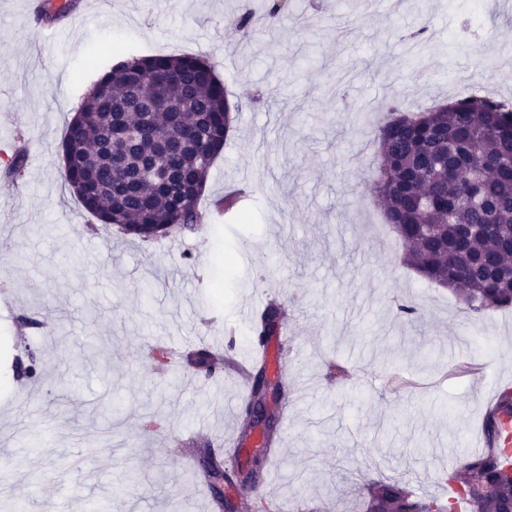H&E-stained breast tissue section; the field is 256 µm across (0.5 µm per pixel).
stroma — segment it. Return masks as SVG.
Instances as JSON below:
<instances>
[{
  "label": "stroma",
  "instance_id": "1",
  "mask_svg": "<svg viewBox=\"0 0 512 512\" xmlns=\"http://www.w3.org/2000/svg\"><path fill=\"white\" fill-rule=\"evenodd\" d=\"M87 2L47 40L28 0H0V167L28 156L0 177V512H214L197 458L173 449L189 427L194 448L219 447L237 383L191 355L157 373L144 349L199 332L246 357L241 310L260 293L300 346L268 373L289 410L270 483L226 487L234 512L262 497L363 512L380 480L451 492L489 390L512 386V310L472 317L401 264L368 184L389 108L512 101V0H322L316 15L288 0L250 36L232 19L261 0ZM159 54L208 58L239 106L201 207L242 177L253 193L184 239L143 241L97 226L60 177L61 140L112 67Z\"/></svg>",
  "mask_w": 512,
  "mask_h": 512
}]
</instances>
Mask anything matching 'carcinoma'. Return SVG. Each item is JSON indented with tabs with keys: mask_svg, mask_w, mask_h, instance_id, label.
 I'll use <instances>...</instances> for the list:
<instances>
[{
	"mask_svg": "<svg viewBox=\"0 0 512 512\" xmlns=\"http://www.w3.org/2000/svg\"><path fill=\"white\" fill-rule=\"evenodd\" d=\"M283 8L264 0L261 13L236 25H257ZM234 121L213 63L195 55L133 58L103 76L68 123L61 176L88 212L127 235L192 232L206 223L200 200ZM118 123L136 135L128 149L111 145ZM378 138L371 190L404 244L403 263L455 293L474 317L512 309V105L470 95L426 112L392 109ZM153 158L170 179L144 173ZM281 318L278 306H268L258 334L274 335ZM504 418H512V387L500 389L496 410L484 416L487 448L450 472L466 512H512V461L497 445ZM229 472L215 456L204 461L212 490ZM406 509L455 512L452 502H425L407 484L379 481L367 491L365 512Z\"/></svg>",
	"mask_w": 512,
	"mask_h": 512,
	"instance_id": "cac0c4a2",
	"label": "carcinoma"
}]
</instances>
